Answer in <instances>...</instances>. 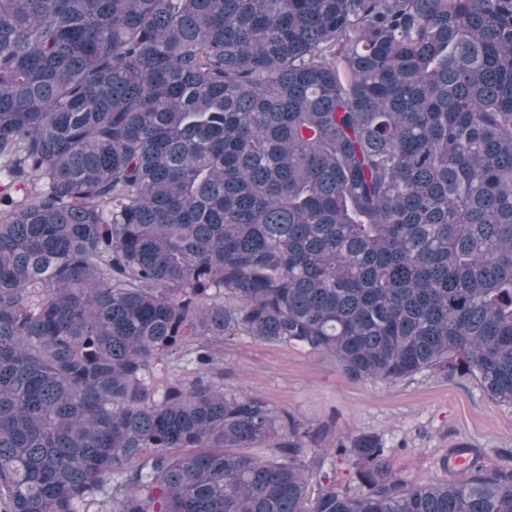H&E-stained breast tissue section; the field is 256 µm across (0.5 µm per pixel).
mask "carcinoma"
Wrapping results in <instances>:
<instances>
[{
    "mask_svg": "<svg viewBox=\"0 0 512 512\" xmlns=\"http://www.w3.org/2000/svg\"><path fill=\"white\" fill-rule=\"evenodd\" d=\"M228 336L512 404V0H0V512H512Z\"/></svg>",
    "mask_w": 512,
    "mask_h": 512,
    "instance_id": "obj_1",
    "label": "carcinoma"
}]
</instances>
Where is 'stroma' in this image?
<instances>
[{
	"mask_svg": "<svg viewBox=\"0 0 512 512\" xmlns=\"http://www.w3.org/2000/svg\"><path fill=\"white\" fill-rule=\"evenodd\" d=\"M224 386L261 393L313 425L332 417L337 431L377 433L394 446V467L418 480L437 474L438 460L460 443L512 452V406L492 403L467 377L373 383L322 355L242 336L224 343Z\"/></svg>",
	"mask_w": 512,
	"mask_h": 512,
	"instance_id": "35a3bbf8",
	"label": "stroma"
}]
</instances>
